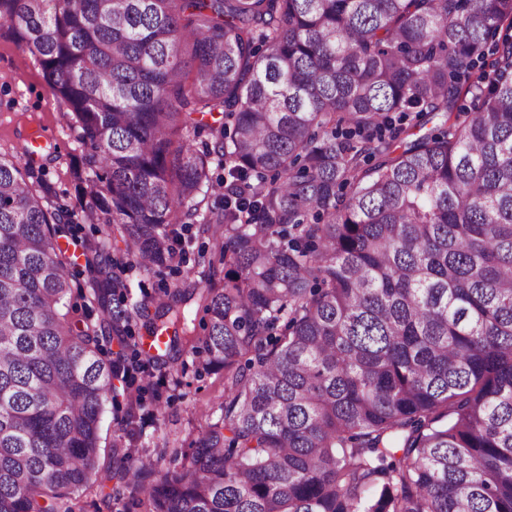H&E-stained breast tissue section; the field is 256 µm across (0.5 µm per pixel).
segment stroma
Masks as SVG:
<instances>
[{
	"label": "stroma",
	"instance_id": "35a3bbf8",
	"mask_svg": "<svg viewBox=\"0 0 512 512\" xmlns=\"http://www.w3.org/2000/svg\"><path fill=\"white\" fill-rule=\"evenodd\" d=\"M34 128L42 129L51 145L49 153L33 163L36 176L50 187L53 205L78 209L73 162L86 148L71 118L57 104L40 65L18 46L8 27L0 25V151H15ZM183 235V256L163 277L147 276L134 266L123 268L131 301L156 293L166 281L203 283L204 271L196 264L197 255L203 250L214 252V242L194 224L186 226ZM183 360L184 370L159 365L148 375L137 377V384L144 388L143 408L133 437H124L119 413L106 409L100 430L103 454H110L113 441L122 437L134 456L150 457L158 461L160 469L172 470L176 467L174 449L187 447L201 426L223 418V370L200 375L192 354H184Z\"/></svg>",
	"mask_w": 512,
	"mask_h": 512
}]
</instances>
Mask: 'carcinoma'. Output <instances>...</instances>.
<instances>
[{
  "mask_svg": "<svg viewBox=\"0 0 512 512\" xmlns=\"http://www.w3.org/2000/svg\"><path fill=\"white\" fill-rule=\"evenodd\" d=\"M0 21L87 147L85 221L152 276L196 221L222 265L198 256L202 336L178 282L131 305L108 240L69 252L74 212L0 151V512H82L114 478L144 512H512V0H0ZM186 352L224 369V418L175 470L120 441L99 465L114 382Z\"/></svg>",
  "mask_w": 512,
  "mask_h": 512,
  "instance_id": "carcinoma-1",
  "label": "carcinoma"
}]
</instances>
